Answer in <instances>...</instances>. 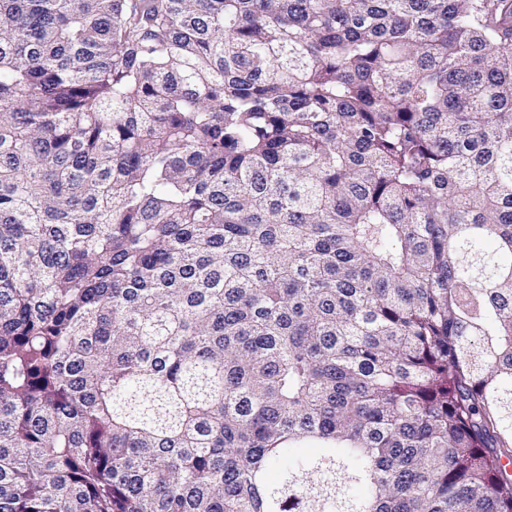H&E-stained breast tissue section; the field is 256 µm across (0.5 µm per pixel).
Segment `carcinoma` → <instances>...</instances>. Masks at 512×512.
Masks as SVG:
<instances>
[{
  "label": "carcinoma",
  "mask_w": 512,
  "mask_h": 512,
  "mask_svg": "<svg viewBox=\"0 0 512 512\" xmlns=\"http://www.w3.org/2000/svg\"><path fill=\"white\" fill-rule=\"evenodd\" d=\"M512 0H0V512H512Z\"/></svg>",
  "instance_id": "carcinoma-1"
}]
</instances>
